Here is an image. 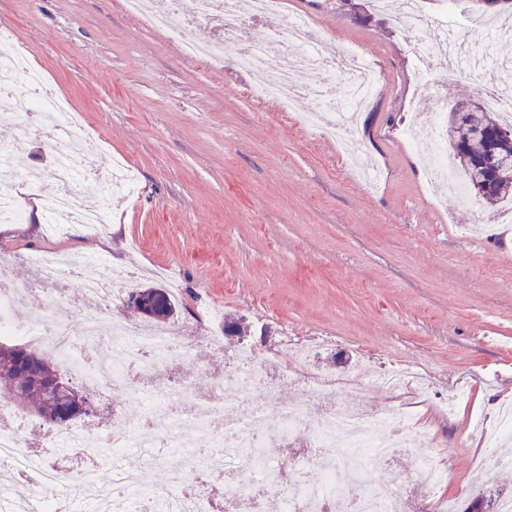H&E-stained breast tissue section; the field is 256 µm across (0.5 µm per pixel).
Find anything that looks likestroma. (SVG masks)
Listing matches in <instances>:
<instances>
[{"label": "stroma", "instance_id": "stroma-1", "mask_svg": "<svg viewBox=\"0 0 512 512\" xmlns=\"http://www.w3.org/2000/svg\"><path fill=\"white\" fill-rule=\"evenodd\" d=\"M472 6L458 0L446 17L441 0H425L430 19L447 18L475 51L512 64V39L466 29ZM280 13L305 16L324 52L355 47L377 71L378 91L356 130L373 183L303 125L309 99L262 100L239 68V46L266 38L264 21L242 24L223 62L211 64L184 57L169 33L146 29L121 0H0V30L19 33L80 130L101 141L98 164L126 159L138 183L111 224L64 237L30 227L59 185L23 187L25 221L0 224V251L79 257L106 238L105 259L134 270L136 283L165 268L178 324L224 339L208 365L179 364L204 393L239 344L262 353L284 332L311 347L315 371L343 373L346 359L377 372L415 367L429 386V437L415 448L446 459L441 494L457 512L512 494V466L476 462L482 432L494 431L512 399V233L470 230L512 208L474 211L455 194L431 195L414 147V119L434 110L433 90L474 103L480 80L449 64L422 75L394 11L370 0H282ZM228 316L248 323L250 336L225 335ZM461 389L469 399L445 413Z\"/></svg>", "mask_w": 512, "mask_h": 512}]
</instances>
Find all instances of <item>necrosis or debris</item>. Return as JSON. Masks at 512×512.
<instances>
[{"mask_svg": "<svg viewBox=\"0 0 512 512\" xmlns=\"http://www.w3.org/2000/svg\"><path fill=\"white\" fill-rule=\"evenodd\" d=\"M123 2L126 11L144 16L151 27L170 30L219 22L229 33L278 11L277 0H193L187 14L180 0H159L152 9L143 0ZM417 5L418 0H405L406 23L417 32L409 49L421 67L431 70L440 59L478 71L482 94L512 124V66L485 65L470 54L454 28L444 21L426 22ZM307 25L300 15L285 18L283 25L272 26L268 39L243 45L238 60L262 78L267 98L286 101L294 88L315 111L337 109L339 121L330 134L343 145L358 112L377 92V76L353 48L336 57L324 54L304 39ZM18 42L17 34L0 32V108L10 110L19 130L18 138L0 142V223L17 224L24 218L18 202L24 176L11 159L25 140L43 132L48 115L54 119L55 139L48 175L61 187L45 217L49 232L63 235L74 224L97 228L110 223L113 194L134 193V182L119 168L97 167L94 146L77 136L68 106L47 91ZM302 70L312 78L299 86L295 77ZM333 71L345 77L344 98H337L322 78ZM91 176L107 186L106 196L94 207L86 205L79 190L81 181ZM20 260L35 268L34 281L13 280L9 256H0V337L37 341L84 385L117 391L137 380L146 400L124 410L113 427L72 424L42 432L31 420L0 407V512H61V501L44 497L48 486L73 492L83 505L104 504L107 512L119 505L124 512H215L219 507L224 512H258L262 487L285 472L291 473L292 482L274 512H399L403 485L418 484L431 494L446 481L445 466L419 457L411 446L419 428L413 402L425 396L418 372L392 367L366 380L313 373L308 369L309 349L294 346L284 335L263 355L248 346L239 348L215 372L211 394L202 396L176 376L172 362H206L209 343L180 327L147 330L114 319L112 304L121 290L105 260L52 251L29 252ZM90 264L97 271L86 279L85 291L97 309L74 327L56 303L66 295V281ZM21 306L32 312L28 322L9 320V311ZM288 347L297 357L296 376L322 404L318 417H310L302 402L283 405L278 400L273 374L280 368V350ZM375 386L397 392L399 403L391 412L376 413L367 405L364 396ZM193 432L206 435V451L192 444ZM37 433L56 449L81 448L92 457H110L111 484H100L91 465L64 469L45 464L33 450ZM293 437L304 443L297 460L283 463L264 454L268 441ZM134 448L147 449V462L167 468L169 485H142L139 468L130 460ZM399 453L411 460L403 473L388 466ZM374 465L386 471L380 482L371 484L363 475Z\"/></svg>", "mask_w": 512, "mask_h": 512, "instance_id": "necrosis-or-debris-1", "label": "necrosis or debris"}]
</instances>
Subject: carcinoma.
I'll list each match as a JSON object with an SVG mask.
<instances>
[{
    "mask_svg": "<svg viewBox=\"0 0 512 512\" xmlns=\"http://www.w3.org/2000/svg\"><path fill=\"white\" fill-rule=\"evenodd\" d=\"M501 129L503 125L477 105L461 104L449 112V147L474 195L478 194L476 178L483 175L480 165L491 158H512V140L498 136ZM480 199L489 204L512 201V162L498 167L493 189L481 194ZM129 300L140 302L138 313L158 324L177 315L175 299L159 284L135 289ZM60 378L51 357L25 345L0 342V391L25 403L29 413L42 420L52 418L69 404L67 397L55 389Z\"/></svg>",
    "mask_w": 512,
    "mask_h": 512,
    "instance_id": "1",
    "label": "carcinoma"
}]
</instances>
